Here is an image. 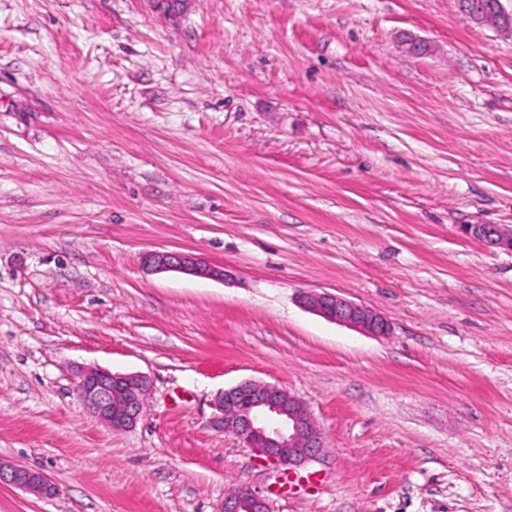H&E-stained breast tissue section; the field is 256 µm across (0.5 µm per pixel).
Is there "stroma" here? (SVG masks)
Masks as SVG:
<instances>
[{
  "label": "stroma",
  "mask_w": 512,
  "mask_h": 512,
  "mask_svg": "<svg viewBox=\"0 0 512 512\" xmlns=\"http://www.w3.org/2000/svg\"><path fill=\"white\" fill-rule=\"evenodd\" d=\"M462 224L512 226V34L457 0H0V460L58 487L0 512H512V249ZM79 365L149 379L136 425ZM247 380L313 413L317 486L213 427ZM147 266L156 272L177 271L201 278L223 280L224 269L201 257L177 252H152L145 257ZM301 303L327 320L361 329L372 336H385L390 331L388 322L373 310L334 294L305 292ZM221 512H270L269 500L261 495L253 493L247 488H242L239 494L227 496Z\"/></svg>",
  "instance_id": "1"
}]
</instances>
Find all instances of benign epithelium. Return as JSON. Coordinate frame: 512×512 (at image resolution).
<instances>
[{
    "mask_svg": "<svg viewBox=\"0 0 512 512\" xmlns=\"http://www.w3.org/2000/svg\"><path fill=\"white\" fill-rule=\"evenodd\" d=\"M463 10L476 22L498 29H512V14L501 0H490L476 8L470 0H460ZM464 237H477L489 244L512 249V229L495 224H466L459 229ZM156 272L177 271L201 278L224 279V269L201 257L177 252H152L145 257ZM304 307L337 323L385 336L388 322L373 310L330 293L306 292ZM149 383L144 376L114 373L90 366L78 373L76 394L89 414L114 430L133 426L141 417ZM212 424L231 434L266 459L281 466L297 468L318 456L324 448L320 426L309 408L288 391L272 384L244 381L220 393ZM18 488L39 498L56 493L55 484L43 473L0 461V486ZM221 512H271L269 500L247 488L224 499Z\"/></svg>",
    "mask_w": 512,
    "mask_h": 512,
    "instance_id": "benign-epithelium-1",
    "label": "benign epithelium"
}]
</instances>
